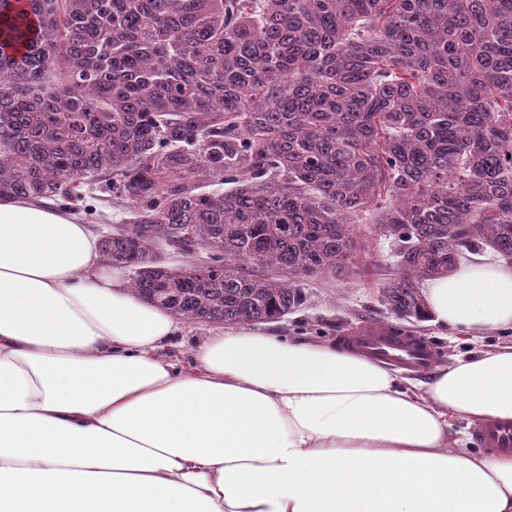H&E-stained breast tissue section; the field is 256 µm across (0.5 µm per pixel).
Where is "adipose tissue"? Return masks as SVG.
I'll return each mask as SVG.
<instances>
[{
  "label": "adipose tissue",
  "instance_id": "1",
  "mask_svg": "<svg viewBox=\"0 0 512 512\" xmlns=\"http://www.w3.org/2000/svg\"><path fill=\"white\" fill-rule=\"evenodd\" d=\"M425 302L445 327L512 326V267L461 266ZM175 329L75 216L0 200V512H512V453L452 436L512 422V344L406 389L245 329L178 371L156 354Z\"/></svg>",
  "mask_w": 512,
  "mask_h": 512
}]
</instances>
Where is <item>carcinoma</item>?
Masks as SVG:
<instances>
[{
  "instance_id": "cac0c4a2",
  "label": "carcinoma",
  "mask_w": 512,
  "mask_h": 512,
  "mask_svg": "<svg viewBox=\"0 0 512 512\" xmlns=\"http://www.w3.org/2000/svg\"><path fill=\"white\" fill-rule=\"evenodd\" d=\"M94 186L103 262L179 318H283L374 212L422 322L419 280L512 264V0H0V198Z\"/></svg>"
}]
</instances>
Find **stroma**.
I'll return each instance as SVG.
<instances>
[{"label": "stroma", "instance_id": "stroma-1", "mask_svg": "<svg viewBox=\"0 0 512 512\" xmlns=\"http://www.w3.org/2000/svg\"><path fill=\"white\" fill-rule=\"evenodd\" d=\"M359 231L364 248L350 270L301 281L303 304L278 321L260 324V331L331 344L337 334L362 324L398 326L432 341L443 366L474 350L512 343L511 326L466 334L429 321L399 318L383 298V289L396 270L397 246L376 225H360ZM177 325L176 333L162 343L157 354L181 370L189 367L194 351L219 327L184 319Z\"/></svg>", "mask_w": 512, "mask_h": 512}]
</instances>
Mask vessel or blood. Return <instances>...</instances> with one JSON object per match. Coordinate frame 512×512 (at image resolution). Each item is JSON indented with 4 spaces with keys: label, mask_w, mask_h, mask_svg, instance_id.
<instances>
[{
    "label": "vessel or blood",
    "mask_w": 512,
    "mask_h": 512,
    "mask_svg": "<svg viewBox=\"0 0 512 512\" xmlns=\"http://www.w3.org/2000/svg\"><path fill=\"white\" fill-rule=\"evenodd\" d=\"M341 348L411 371L430 370L437 358V348L427 339L407 333L398 334L389 327L368 325L357 333L339 336ZM477 443L492 451H512V424H478L473 431Z\"/></svg>",
    "instance_id": "b4317fda"
}]
</instances>
